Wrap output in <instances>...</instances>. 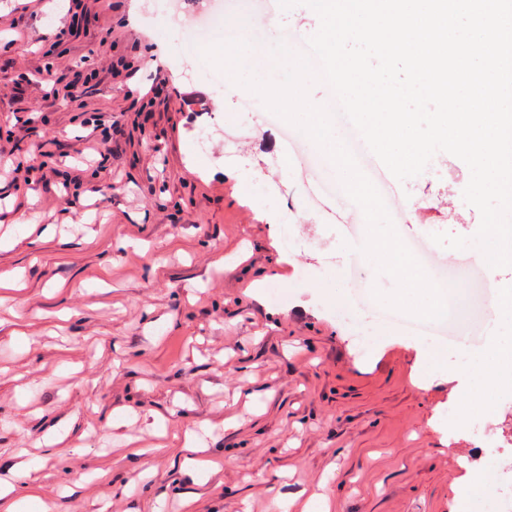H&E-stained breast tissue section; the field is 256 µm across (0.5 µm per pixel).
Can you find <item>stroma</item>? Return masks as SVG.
<instances>
[{
	"label": "stroma",
	"instance_id": "obj_1",
	"mask_svg": "<svg viewBox=\"0 0 512 512\" xmlns=\"http://www.w3.org/2000/svg\"><path fill=\"white\" fill-rule=\"evenodd\" d=\"M250 32L231 4L188 37L155 0H0V161L20 170L0 274L22 284L0 305V479L36 481L50 512H487L502 475L473 423L512 461V393L453 348L432 371L427 340L353 311V289L395 281L340 249L336 196H311L282 123L201 55ZM469 179L440 152L396 183L401 237H473ZM454 288L468 349L499 335L494 298ZM159 419L205 424L220 465L188 472L172 443L125 494L122 448Z\"/></svg>",
	"mask_w": 512,
	"mask_h": 512
}]
</instances>
